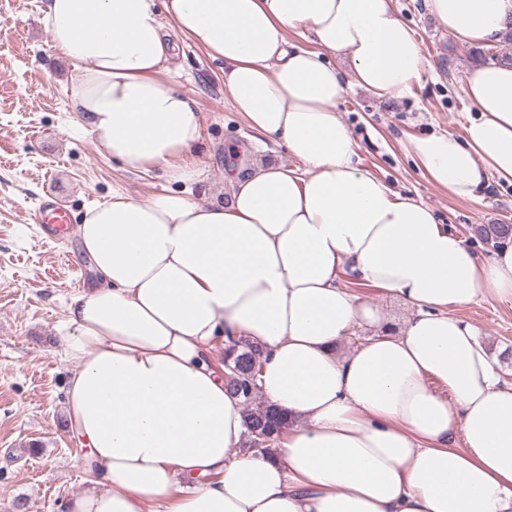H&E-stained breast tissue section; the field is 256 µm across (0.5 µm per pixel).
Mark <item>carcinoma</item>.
<instances>
[{
	"label": "carcinoma",
	"mask_w": 512,
	"mask_h": 512,
	"mask_svg": "<svg viewBox=\"0 0 512 512\" xmlns=\"http://www.w3.org/2000/svg\"><path fill=\"white\" fill-rule=\"evenodd\" d=\"M474 232L494 246L512 238V225L480 224ZM261 358V350L241 338L229 339L224 349V369L230 375L228 390L243 405L249 447L264 452L282 439L291 421L286 413L256 399L257 366Z\"/></svg>",
	"instance_id": "obj_1"
}]
</instances>
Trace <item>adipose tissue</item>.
Wrapping results in <instances>:
<instances>
[{
	"mask_svg": "<svg viewBox=\"0 0 512 512\" xmlns=\"http://www.w3.org/2000/svg\"><path fill=\"white\" fill-rule=\"evenodd\" d=\"M455 41L512 30V0H425ZM224 64V92L275 162L224 173V203L185 163L202 115L166 76L164 21ZM73 67L70 102L126 170L185 191L96 203L77 227L102 284L75 296L66 414L95 470L69 512H512V387L476 329L477 299H512V243L480 259L430 206L365 169L336 111L347 87L410 93L426 62L394 0H47ZM348 59V68L338 59ZM462 137L409 151L435 185L479 201L512 184V64L476 62ZM399 299V332L341 278ZM263 351L259 391L287 434L245 453L227 338Z\"/></svg>",
	"mask_w": 512,
	"mask_h": 512,
	"instance_id": "1",
	"label": "adipose tissue"
}]
</instances>
